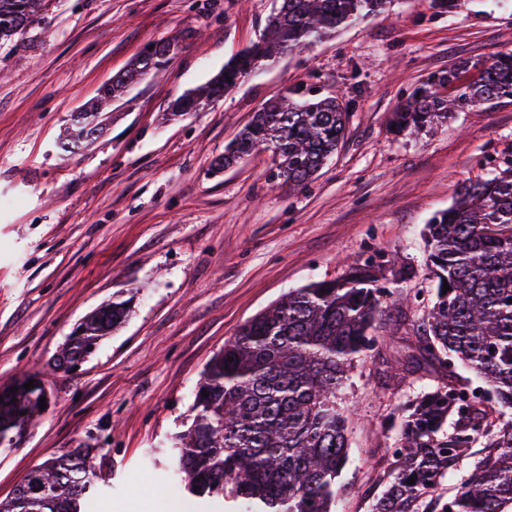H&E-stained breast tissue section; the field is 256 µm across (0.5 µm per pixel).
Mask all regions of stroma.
Listing matches in <instances>:
<instances>
[{
  "label": "stroma",
  "mask_w": 512,
  "mask_h": 512,
  "mask_svg": "<svg viewBox=\"0 0 512 512\" xmlns=\"http://www.w3.org/2000/svg\"><path fill=\"white\" fill-rule=\"evenodd\" d=\"M280 0H43L0 44V386L41 378L44 413L0 446V500L70 448H97L99 512H163L183 497L171 470L202 372L225 341L289 291L374 261L409 302L386 299L380 337L336 401L349 414L337 512H370L398 439L389 418L438 382L408 372L410 321L434 302L425 226L470 182L512 155V98L396 133L393 112L430 74L512 51V0H389L303 49L261 62L196 112L171 102L258 42ZM173 39L160 72L101 113L102 135L61 155L72 113L143 48ZM297 90L338 98L349 118L335 155L303 189L269 150L215 172L269 100ZM130 301L125 323L77 370L50 366L92 311Z\"/></svg>",
  "instance_id": "1"
}]
</instances>
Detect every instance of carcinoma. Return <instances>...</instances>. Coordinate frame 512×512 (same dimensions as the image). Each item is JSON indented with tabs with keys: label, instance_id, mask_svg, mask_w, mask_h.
<instances>
[{
	"label": "carcinoma",
	"instance_id": "cac0c4a2",
	"mask_svg": "<svg viewBox=\"0 0 512 512\" xmlns=\"http://www.w3.org/2000/svg\"><path fill=\"white\" fill-rule=\"evenodd\" d=\"M42 0H0V40L34 22ZM387 0H281L262 39L233 56L204 86L173 103L194 112L236 86L257 63L291 54L342 24L380 12ZM176 44L155 43L112 78L92 111L72 118L57 143L74 154L89 135L102 133L93 117L128 91L135 80L163 68ZM476 70L477 75L467 74ZM512 97V53L491 62L463 61L429 76L393 113L401 131L448 121L467 105ZM348 120L336 98L268 102L228 145L222 170L259 147L279 158L278 175L303 188L336 152ZM425 236L436 279L435 301L411 323L415 353L401 367H431L445 380L423 394L408 413L391 418L400 430L393 466L371 512H512V163L499 175L471 183L448 209L432 216ZM381 265L366 263L341 280L288 292L240 327L206 365L193 418L176 435L172 479L200 501H229L248 512H336L338 478L348 459V417L336 393L349 371L378 343L376 317L391 292ZM450 290L442 293L443 283ZM128 316L123 302L84 319L55 363L58 369L91 354L100 337ZM233 361H228V358ZM463 363L487 388L475 393L455 382L448 365ZM208 396H202V392ZM25 403V417L14 411ZM41 414L24 387L0 392V438L12 442ZM485 453L456 494L431 493L471 448ZM415 478V484L408 479ZM93 449L73 448L28 474L18 497L0 512H92L99 497Z\"/></svg>",
	"mask_w": 512,
	"mask_h": 512
}]
</instances>
